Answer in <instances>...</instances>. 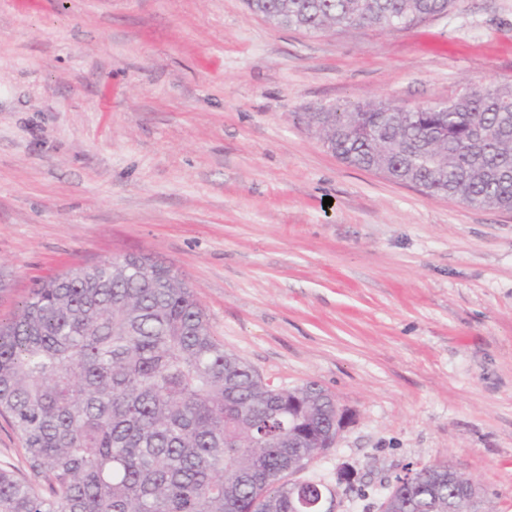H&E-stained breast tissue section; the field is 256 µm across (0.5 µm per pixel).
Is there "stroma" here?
I'll return each instance as SVG.
<instances>
[{
    "mask_svg": "<svg viewBox=\"0 0 512 512\" xmlns=\"http://www.w3.org/2000/svg\"><path fill=\"white\" fill-rule=\"evenodd\" d=\"M487 84H512V0L318 32L244 0H0V319L150 256L225 350L350 414L303 473L335 512L439 462L512 512V212L347 166L306 120Z\"/></svg>",
    "mask_w": 512,
    "mask_h": 512,
    "instance_id": "stroma-1",
    "label": "stroma"
}]
</instances>
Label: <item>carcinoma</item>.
<instances>
[{
  "label": "carcinoma",
  "mask_w": 512,
  "mask_h": 512,
  "mask_svg": "<svg viewBox=\"0 0 512 512\" xmlns=\"http://www.w3.org/2000/svg\"><path fill=\"white\" fill-rule=\"evenodd\" d=\"M456 0H246L277 25H406ZM342 162L512 211V86L446 101L313 112ZM0 417L23 468L0 466V512H325L320 480L288 483L310 448L336 445V399L311 381L270 385L224 349L189 284L146 256L75 266L34 283L0 321ZM311 429L306 448L288 428ZM435 465L415 470L396 512H428Z\"/></svg>",
  "instance_id": "1"
}]
</instances>
